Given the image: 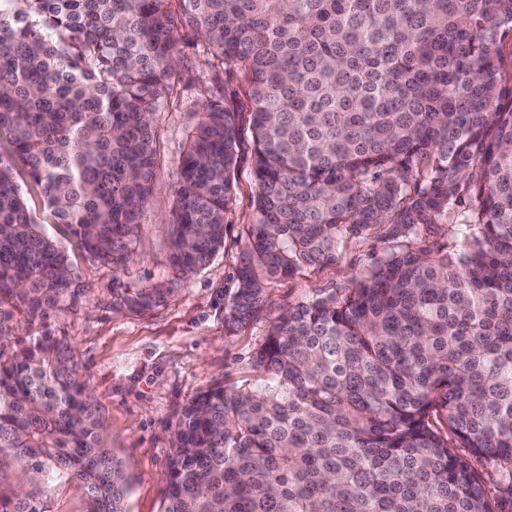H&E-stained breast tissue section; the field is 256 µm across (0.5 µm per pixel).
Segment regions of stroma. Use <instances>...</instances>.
<instances>
[{
    "label": "stroma",
    "mask_w": 512,
    "mask_h": 512,
    "mask_svg": "<svg viewBox=\"0 0 512 512\" xmlns=\"http://www.w3.org/2000/svg\"><path fill=\"white\" fill-rule=\"evenodd\" d=\"M210 55L193 32L183 35L174 93L154 115L157 156L152 193L134 239L132 259L115 269L83 253L50 215L9 136L0 132V165L14 180L42 230L65 249L75 277V298L63 309L34 321L16 315L0 354L11 356L31 337L49 334L71 348L102 416L101 438L121 459L130 481L128 512H161L170 481V458L184 406L215 384L232 386L254 378L251 355L281 313L316 295L346 287L395 241L350 243L332 266L303 269L291 278L268 281L264 301L236 330H228L239 267L248 260L246 230L255 184L249 150L238 161L237 194L224 246L209 264L182 274L171 264L175 190L187 132L198 122L212 76ZM163 288L151 309L131 308L141 290ZM13 468H0V498L8 512H85L82 487L56 479L32 496L14 491Z\"/></svg>",
    "instance_id": "stroma-1"
}]
</instances>
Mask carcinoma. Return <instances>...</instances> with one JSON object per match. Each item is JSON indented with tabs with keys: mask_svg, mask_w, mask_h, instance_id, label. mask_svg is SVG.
<instances>
[{
	"mask_svg": "<svg viewBox=\"0 0 512 512\" xmlns=\"http://www.w3.org/2000/svg\"><path fill=\"white\" fill-rule=\"evenodd\" d=\"M187 28L252 102L250 259L229 327L267 279L334 265L353 239L443 224L462 242L403 245L278 317L258 383L184 409L162 512H512V0H0V132L57 223L115 269L152 193L153 115ZM208 91L175 191L183 273L224 246L236 194L238 113L219 78ZM70 274L1 166L0 334L16 309L65 303ZM101 426L66 343L0 354V459L19 491L62 476L86 512H126Z\"/></svg>",
	"mask_w": 512,
	"mask_h": 512,
	"instance_id": "obj_1",
	"label": "carcinoma"
}]
</instances>
